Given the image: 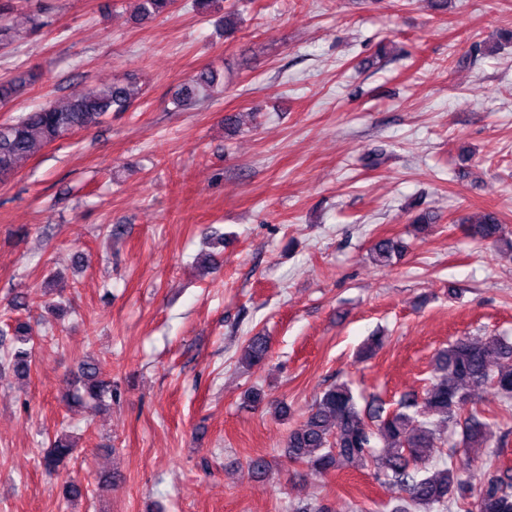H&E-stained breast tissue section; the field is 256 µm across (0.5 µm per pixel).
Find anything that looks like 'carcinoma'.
<instances>
[{
  "mask_svg": "<svg viewBox=\"0 0 512 512\" xmlns=\"http://www.w3.org/2000/svg\"><path fill=\"white\" fill-rule=\"evenodd\" d=\"M174 0H136L138 20L157 18L173 9ZM28 73L8 85H0V101L36 81ZM218 85L217 72L205 69L184 83L175 103L198 101ZM133 94L123 83L92 86L82 95L62 105L35 108L16 121L0 123V182L14 174L19 159L37 145H49L78 131L90 129L111 112H125ZM468 233L493 247L504 244L512 252V239L505 236L503 221L494 211L467 218ZM404 243L380 238L370 247V258L386 266L401 257ZM19 345L4 348L0 368L19 376L30 374L34 342L28 326L19 318L10 325ZM270 357L266 336L249 337L241 349L240 363L257 366ZM493 392L500 410L512 411V342L500 336H461L436 351L432 371L421 396L404 397L393 410L375 400L358 408L351 386L330 385L316 398L304 420L288 432L285 447L292 463L304 464L319 474L366 462L375 465L381 482L400 493L392 512H512V471L501 466L497 449L512 438V430L502 427L479 407L483 394ZM112 396V381L103 378L100 363L87 357L70 382L68 398L95 410ZM244 403L253 408L268 406V394L252 387ZM461 429V441L448 444V437ZM471 448H490L481 462L483 478L474 486L464 478L474 458ZM74 446L57 438L43 458L50 474L73 454Z\"/></svg>",
  "mask_w": 512,
  "mask_h": 512,
  "instance_id": "carcinoma-1",
  "label": "carcinoma"
}]
</instances>
